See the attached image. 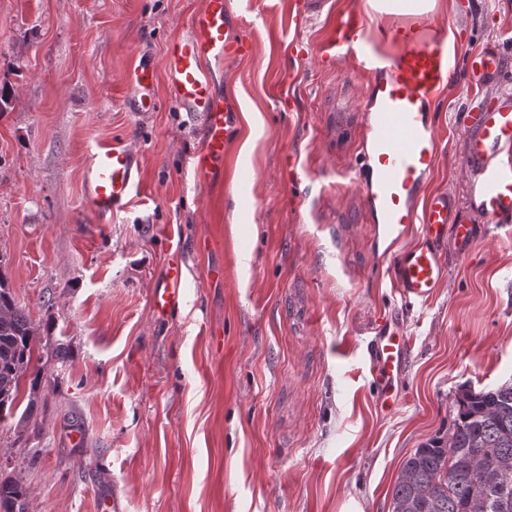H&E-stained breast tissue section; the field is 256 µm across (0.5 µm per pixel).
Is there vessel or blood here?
<instances>
[{"instance_id": "vessel-or-blood-1", "label": "vessel or blood", "mask_w": 512, "mask_h": 512, "mask_svg": "<svg viewBox=\"0 0 512 512\" xmlns=\"http://www.w3.org/2000/svg\"><path fill=\"white\" fill-rule=\"evenodd\" d=\"M231 0H204L186 29L173 37L162 65L139 56L126 76L128 111L149 113L157 107L156 88L165 83L169 100L182 112L201 115L204 144L194 160L198 178L205 179L224 162V149L236 127L217 92L215 71L230 56L245 57L252 49L233 33ZM325 18L317 55L331 65L353 59L367 75L369 110L364 137L369 142L359 166L367 170L362 195L371 223L386 236L399 237L417 225L413 243L391 256L390 277L404 300H427L446 282L447 247L467 255L478 236L454 197L430 189L442 150L431 109L447 91L454 70L457 43L449 30L403 25L373 36L368 17L357 10L336 9L333 0H294L292 17ZM392 49L382 48L381 40ZM502 44L491 40L468 50L465 67L472 84L502 75ZM465 160L470 173L469 207L491 220L494 229L512 228V103L470 113L461 123ZM141 186V159L134 148L118 142L97 143L82 177V191L98 222L126 212ZM183 260L168 255L162 277L151 290L157 318H167L180 305ZM368 352V369L382 408H394L397 384L407 358V339L389 317L380 318Z\"/></svg>"}]
</instances>
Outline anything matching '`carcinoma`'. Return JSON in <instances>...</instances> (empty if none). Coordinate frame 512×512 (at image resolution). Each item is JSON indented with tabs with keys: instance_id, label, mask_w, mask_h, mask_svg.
Masks as SVG:
<instances>
[{
	"instance_id": "obj_1",
	"label": "carcinoma",
	"mask_w": 512,
	"mask_h": 512,
	"mask_svg": "<svg viewBox=\"0 0 512 512\" xmlns=\"http://www.w3.org/2000/svg\"><path fill=\"white\" fill-rule=\"evenodd\" d=\"M35 333L0 276V416L12 409L32 366ZM451 431L406 460L395 482L393 512H512V380L456 394ZM28 490L0 480V512H28Z\"/></svg>"
}]
</instances>
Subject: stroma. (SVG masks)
Segmentation results:
<instances>
[{
    "label": "stroma",
    "mask_w": 512,
    "mask_h": 512,
    "mask_svg": "<svg viewBox=\"0 0 512 512\" xmlns=\"http://www.w3.org/2000/svg\"><path fill=\"white\" fill-rule=\"evenodd\" d=\"M254 52L216 85L242 116L224 173L198 182L200 117L126 111L135 57L162 62L203 0H0V273L35 332L48 376L22 378L28 419L0 422V475L29 512H392L404 461L448 431L460 388L512 379V234L487 230L448 280L407 302L391 241L352 182L369 79L348 59L296 55L320 22L288 21L289 0H232ZM432 25L470 48L512 32V0H437ZM288 105L276 106L278 87ZM512 97L503 76L471 85L457 65L434 112L444 157L432 188L468 202L459 115ZM143 156L131 209L100 224L82 194L95 143ZM186 298L157 319L151 288L169 250ZM409 353L394 409H381L367 351L381 316Z\"/></svg>",
    "instance_id": "obj_1"
}]
</instances>
